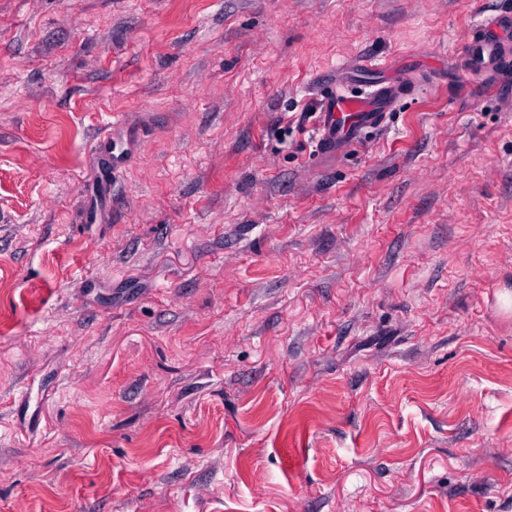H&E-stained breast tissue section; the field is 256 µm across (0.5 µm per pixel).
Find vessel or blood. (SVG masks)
I'll list each match as a JSON object with an SVG mask.
<instances>
[{
	"label": "vessel or blood",
	"instance_id": "obj_1",
	"mask_svg": "<svg viewBox=\"0 0 512 512\" xmlns=\"http://www.w3.org/2000/svg\"><path fill=\"white\" fill-rule=\"evenodd\" d=\"M511 27L512 5L507 2L497 14L484 18L471 29L464 43L463 58L473 75L484 77L491 73L498 82H512V50L500 38ZM369 70L366 64L345 66L336 75V88L317 87L322 151L343 152L360 139L363 131L380 127L397 102L412 94L413 87L407 78L374 82L365 94L349 93L348 88L355 85L358 75Z\"/></svg>",
	"mask_w": 512,
	"mask_h": 512
}]
</instances>
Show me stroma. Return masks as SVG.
Here are the masks:
<instances>
[{
  "mask_svg": "<svg viewBox=\"0 0 512 512\" xmlns=\"http://www.w3.org/2000/svg\"><path fill=\"white\" fill-rule=\"evenodd\" d=\"M501 2L0 0V512H512ZM360 60L439 77L316 155ZM503 3L497 14L485 17L471 29L464 43L463 58L473 75L488 78L490 68L496 81L509 85L510 81L512 83V53L499 34L508 32L512 5L510 1Z\"/></svg>",
  "mask_w": 512,
  "mask_h": 512,
  "instance_id": "obj_1",
  "label": "stroma"
}]
</instances>
